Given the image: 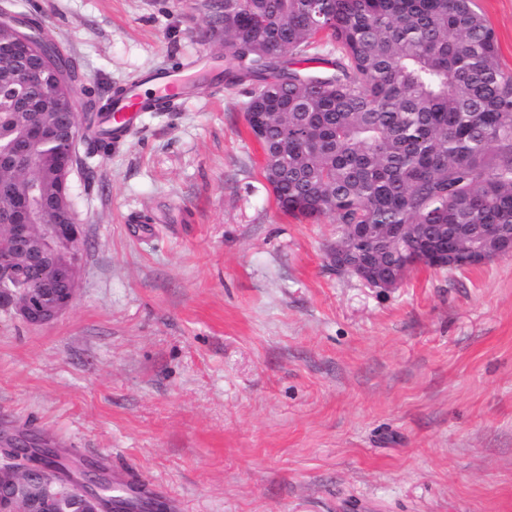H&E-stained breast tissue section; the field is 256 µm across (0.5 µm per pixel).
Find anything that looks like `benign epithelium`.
Listing matches in <instances>:
<instances>
[{"instance_id": "obj_1", "label": "benign epithelium", "mask_w": 512, "mask_h": 512, "mask_svg": "<svg viewBox=\"0 0 512 512\" xmlns=\"http://www.w3.org/2000/svg\"><path fill=\"white\" fill-rule=\"evenodd\" d=\"M0 38L7 45L19 47L12 58L17 64L16 83L27 86L37 81L46 65L35 58V46L17 30L10 12H0ZM56 84L60 91L57 108L62 115L56 134L63 142L57 165L66 181L74 166L81 134L79 124L71 122L75 98L70 78L61 75ZM42 136V129H33L25 142L0 155V168L33 169L35 145ZM3 201L8 206L0 208V306L30 325L49 324L69 309L77 295L85 248L83 228L75 223L69 196L59 197L51 209L37 188L18 189L0 181V202ZM511 255L512 238L497 230L488 238L487 252L475 257L469 268ZM326 256L332 267L383 290L398 287L413 270L411 266L393 267L391 272L382 273L343 244L328 247ZM453 256L450 243L427 244L419 266L446 267ZM19 268L40 276L42 286L12 285L13 273ZM25 443V436L20 432L0 434V485H5L0 491V512H111L104 504L93 505L89 494L91 482L112 480L109 472L94 463H85L81 469L87 472L86 479L68 480L53 466L33 469L22 451Z\"/></svg>"}]
</instances>
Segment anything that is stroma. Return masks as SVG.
<instances>
[{
    "instance_id": "stroma-1",
    "label": "stroma",
    "mask_w": 512,
    "mask_h": 512,
    "mask_svg": "<svg viewBox=\"0 0 512 512\" xmlns=\"http://www.w3.org/2000/svg\"><path fill=\"white\" fill-rule=\"evenodd\" d=\"M217 0H17L80 74L78 114L191 59L178 106L69 188L87 248L46 326L0 309V432L32 427L172 512H512V256L330 273L333 217L283 213L244 107L213 91ZM512 72V0H478Z\"/></svg>"
}]
</instances>
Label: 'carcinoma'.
<instances>
[{"mask_svg": "<svg viewBox=\"0 0 512 512\" xmlns=\"http://www.w3.org/2000/svg\"><path fill=\"white\" fill-rule=\"evenodd\" d=\"M224 81L258 83L263 176L281 211L336 231L373 224L375 260L414 264L424 241L457 235L464 271L485 230L512 234V74L477 0H224ZM327 40L329 60L311 55ZM47 58L74 72L52 42ZM317 62L327 70H308ZM49 100H16L0 60V153ZM408 225L405 252L384 251Z\"/></svg>", "mask_w": 512, "mask_h": 512, "instance_id": "cac0c4a2", "label": "carcinoma"}]
</instances>
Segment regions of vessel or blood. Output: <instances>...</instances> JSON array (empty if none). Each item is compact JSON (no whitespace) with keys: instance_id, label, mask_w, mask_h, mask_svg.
<instances>
[{"instance_id":"vessel-or-blood-1","label":"vessel or blood","mask_w":512,"mask_h":512,"mask_svg":"<svg viewBox=\"0 0 512 512\" xmlns=\"http://www.w3.org/2000/svg\"><path fill=\"white\" fill-rule=\"evenodd\" d=\"M184 83L182 69L160 68L146 72L114 91L109 100L113 138L121 139L130 135L141 113L174 109Z\"/></svg>"}]
</instances>
